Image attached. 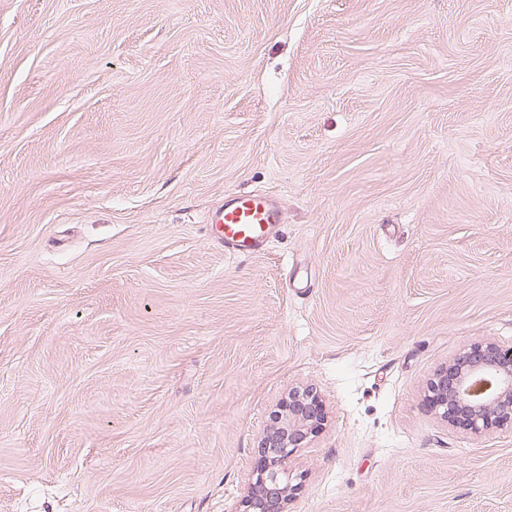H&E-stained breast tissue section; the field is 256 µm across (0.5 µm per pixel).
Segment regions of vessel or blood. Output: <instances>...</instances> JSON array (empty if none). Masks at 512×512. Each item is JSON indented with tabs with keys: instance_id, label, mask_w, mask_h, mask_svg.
I'll return each mask as SVG.
<instances>
[{
	"instance_id": "obj_1",
	"label": "vessel or blood",
	"mask_w": 512,
	"mask_h": 512,
	"mask_svg": "<svg viewBox=\"0 0 512 512\" xmlns=\"http://www.w3.org/2000/svg\"><path fill=\"white\" fill-rule=\"evenodd\" d=\"M283 222L277 198L256 192L226 199L212 214L207 231L224 251L248 257L258 254Z\"/></svg>"
}]
</instances>
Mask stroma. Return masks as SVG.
I'll list each match as a JSON object with an SVG mask.
<instances>
[{
  "label": "stroma",
  "instance_id": "1",
  "mask_svg": "<svg viewBox=\"0 0 512 512\" xmlns=\"http://www.w3.org/2000/svg\"><path fill=\"white\" fill-rule=\"evenodd\" d=\"M275 195L225 254L226 196ZM512 342V0H0V512H512L424 393ZM284 222L278 199L268 193L235 195L224 200L207 224L209 238L224 251L248 257L258 254ZM316 389L294 387L270 411L258 442V456L238 512H288L296 485L288 481L287 464L297 448L308 444L325 424Z\"/></svg>",
  "mask_w": 512,
  "mask_h": 512
}]
</instances>
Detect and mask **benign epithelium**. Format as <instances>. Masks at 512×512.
<instances>
[{"instance_id": "benign-epithelium-1", "label": "benign epithelium", "mask_w": 512, "mask_h": 512, "mask_svg": "<svg viewBox=\"0 0 512 512\" xmlns=\"http://www.w3.org/2000/svg\"><path fill=\"white\" fill-rule=\"evenodd\" d=\"M441 422L472 434L512 425V343L482 340L438 371L425 391ZM325 424L316 389L294 387L270 411L239 512H288L287 464Z\"/></svg>"}]
</instances>
